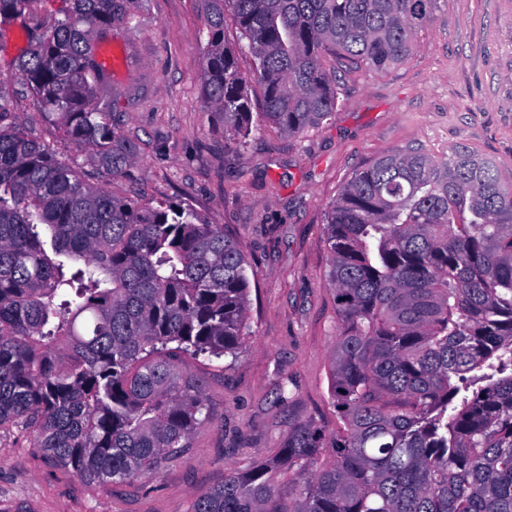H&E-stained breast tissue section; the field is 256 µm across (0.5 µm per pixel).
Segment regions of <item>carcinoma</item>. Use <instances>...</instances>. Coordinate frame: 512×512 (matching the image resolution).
<instances>
[{
    "label": "carcinoma",
    "instance_id": "cac0c4a2",
    "mask_svg": "<svg viewBox=\"0 0 512 512\" xmlns=\"http://www.w3.org/2000/svg\"><path fill=\"white\" fill-rule=\"evenodd\" d=\"M0 0L26 51L0 78V430L91 486L157 476L206 420L202 383L158 356L235 355L249 340L242 245L189 205L141 207L90 185L22 132L14 85L112 176L134 148L112 125L95 36L134 28L144 0ZM202 90L237 148L265 122L298 135L336 111L327 56L347 70L410 60L437 0H203ZM247 40L261 111L224 42ZM339 325L336 429L294 425L190 512H512V186L466 147L358 170L329 209Z\"/></svg>",
    "mask_w": 512,
    "mask_h": 512
}]
</instances>
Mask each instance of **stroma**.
<instances>
[{
	"label": "stroma",
	"instance_id": "1",
	"mask_svg": "<svg viewBox=\"0 0 512 512\" xmlns=\"http://www.w3.org/2000/svg\"><path fill=\"white\" fill-rule=\"evenodd\" d=\"M207 27L201 0H148L141 25L101 43L112 120L136 157L126 177L62 139L31 97L16 96L13 110L91 185L142 205L186 203L223 225L249 264L251 338L234 357L176 354L202 381L208 417L186 453L134 485L91 487L45 465L26 434L0 432V512H188L227 469L267 458L295 423L334 429L324 224L345 183L388 153L442 159L457 146L512 182V0H440L408 63L338 72L329 120L298 137L263 124L239 150L202 94Z\"/></svg>",
	"mask_w": 512,
	"mask_h": 512
}]
</instances>
